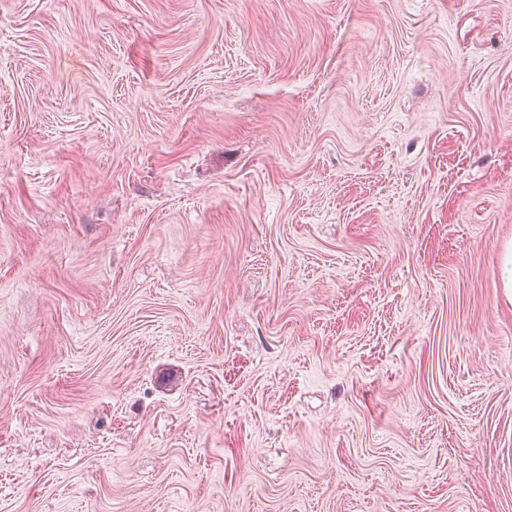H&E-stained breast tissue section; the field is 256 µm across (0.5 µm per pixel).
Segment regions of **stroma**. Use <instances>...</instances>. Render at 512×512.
<instances>
[{
  "label": "stroma",
  "mask_w": 512,
  "mask_h": 512,
  "mask_svg": "<svg viewBox=\"0 0 512 512\" xmlns=\"http://www.w3.org/2000/svg\"><path fill=\"white\" fill-rule=\"evenodd\" d=\"M512 0H0V512H512Z\"/></svg>",
  "instance_id": "obj_1"
}]
</instances>
